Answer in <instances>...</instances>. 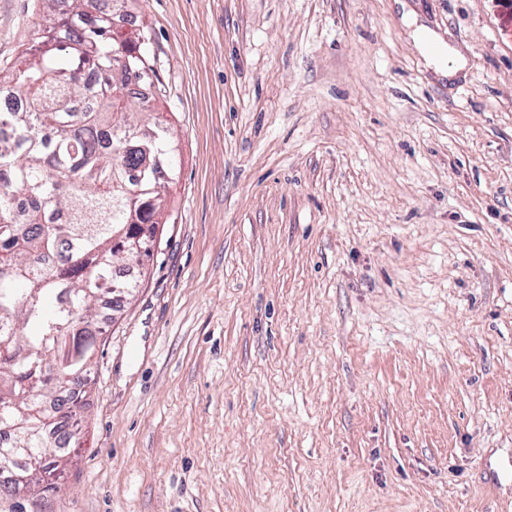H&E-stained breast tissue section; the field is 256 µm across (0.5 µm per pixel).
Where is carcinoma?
Returning a JSON list of instances; mask_svg holds the SVG:
<instances>
[{"label": "carcinoma", "mask_w": 512, "mask_h": 512, "mask_svg": "<svg viewBox=\"0 0 512 512\" xmlns=\"http://www.w3.org/2000/svg\"><path fill=\"white\" fill-rule=\"evenodd\" d=\"M44 35L26 49L0 89L26 105L0 111V433L10 445L27 448L28 488L66 464L49 440L48 422L65 417L48 399L78 380H91L98 336L88 326L98 318L112 269L128 262L125 238L140 224L159 234L163 189L174 176L170 124L141 123L127 111L129 96L117 94L110 75L123 66L145 81L159 77L149 63V39H117L111 15L91 16L89 0H43ZM105 75L92 103L74 119L86 95L82 72ZM29 207L17 211L13 194ZM57 362L56 378L40 379L41 365Z\"/></svg>", "instance_id": "1"}]
</instances>
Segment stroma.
Segmentation results:
<instances>
[{"instance_id":"35a3bbf8","label":"stroma","mask_w":512,"mask_h":512,"mask_svg":"<svg viewBox=\"0 0 512 512\" xmlns=\"http://www.w3.org/2000/svg\"><path fill=\"white\" fill-rule=\"evenodd\" d=\"M177 177L55 492L0 512H512V0H125ZM415 17L466 60L429 66ZM43 34L0 0V67Z\"/></svg>"}]
</instances>
